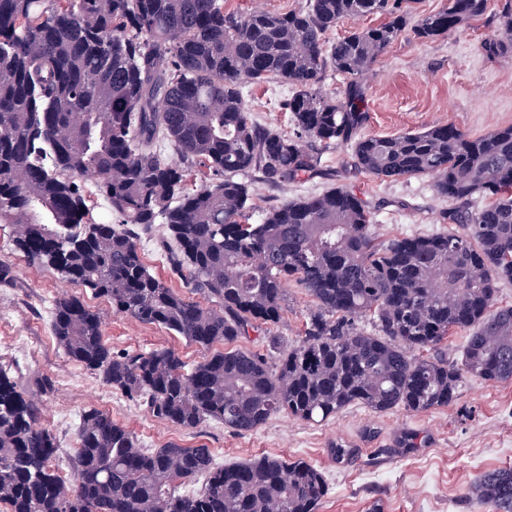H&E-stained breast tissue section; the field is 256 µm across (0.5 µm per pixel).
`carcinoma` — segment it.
I'll list each match as a JSON object with an SVG mask.
<instances>
[{
  "mask_svg": "<svg viewBox=\"0 0 512 512\" xmlns=\"http://www.w3.org/2000/svg\"><path fill=\"white\" fill-rule=\"evenodd\" d=\"M413 2L307 0L278 12L226 11L224 0H0V224L19 226L14 246L28 264L204 349L278 323L290 280L316 303L301 343L275 362L239 347L188 371L172 349L113 353L100 315L64 297L52 329L72 360L158 419L237 432L278 413L318 423L352 404L446 406L464 374L512 381V307H494L512 283V125L476 138L451 124L363 133V72L405 32L431 41L487 9L446 0L417 19ZM371 15L385 21L326 44L340 22ZM482 50L512 57V0ZM328 70L345 78L335 96L322 89ZM271 80L294 88L291 135L243 107L245 84ZM312 143L351 145V167L377 179L433 176L459 229L380 242L368 204L343 185L255 214L254 183L321 174ZM155 224L168 233L171 270L206 303L144 263L139 235ZM367 316L374 334L356 324ZM457 329L471 331L460 363L421 355ZM38 414L0 368L8 512H318L327 494L308 461L219 466L208 448L147 449L95 408L81 416L68 484ZM473 494L512 512V468L480 475Z\"/></svg>",
  "mask_w": 512,
  "mask_h": 512,
  "instance_id": "cac0c4a2",
  "label": "carcinoma"
}]
</instances>
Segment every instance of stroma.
<instances>
[{"label": "stroma", "instance_id": "35a3bbf8", "mask_svg": "<svg viewBox=\"0 0 512 512\" xmlns=\"http://www.w3.org/2000/svg\"><path fill=\"white\" fill-rule=\"evenodd\" d=\"M501 3L488 0L485 20L447 36L421 42L405 34L391 44L366 74L370 120L365 134L387 136L451 124L477 137L512 125V58L494 59L480 50L494 31L492 20ZM292 94L291 85L274 80L244 88L243 105L261 123L289 134L291 115L283 104ZM319 159L324 177L281 187L256 185V205L276 206L343 184L371 205L381 239L451 231L444 218L448 203L436 195L431 177L380 180L354 171L346 146L320 149ZM15 231V225L0 224V260L14 269L13 281L0 284V341L22 338L28 347L1 352L0 368L38 404L41 426L59 444L55 465L60 470H67L76 448L83 410L94 407L110 413L146 448L205 447L220 465L260 455L313 463L328 487L319 512H369L376 501L383 512H493L468 491L481 474L512 468V381L465 377L453 403L422 412L397 407L376 413L353 404L321 423L281 413L247 433L214 421L185 430L152 417L140 402L69 358L52 332L53 308L60 297H80L99 313L104 339L116 353L172 349L194 365L207 357V349L114 312L106 300L54 270L29 266L14 249ZM165 245L159 225L139 241L150 271L171 288L182 289ZM314 308L306 290L289 283L280 322L251 330L241 346L265 353L277 338L298 345Z\"/></svg>", "mask_w": 512, "mask_h": 512}]
</instances>
